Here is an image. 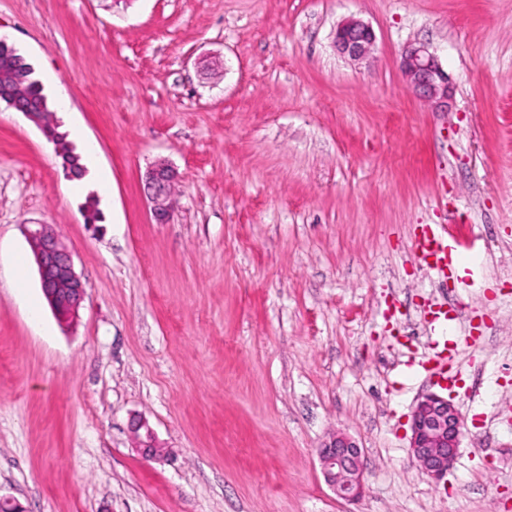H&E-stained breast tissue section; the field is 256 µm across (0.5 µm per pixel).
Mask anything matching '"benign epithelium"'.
Instances as JSON below:
<instances>
[{
  "label": "benign epithelium",
  "instance_id": "obj_1",
  "mask_svg": "<svg viewBox=\"0 0 512 512\" xmlns=\"http://www.w3.org/2000/svg\"><path fill=\"white\" fill-rule=\"evenodd\" d=\"M375 33L364 21L349 17L336 27L334 46L344 58L359 62L369 57L375 47ZM397 68L415 95L434 112L448 111L451 86L448 72L437 56L422 43L406 46L397 60ZM177 180L175 170L158 163L144 173L145 187L154 217L163 222L173 206ZM27 239L33 250L42 292L61 321L74 318L84 297V284L73 268L69 251L48 224H30ZM146 429L140 441L148 458L159 456L154 436L147 424L138 422L135 429ZM463 422L455 405L436 394L423 396L411 416L410 459L421 473L439 480L453 465L462 440ZM318 459L326 484L341 499L354 501L366 492L362 448L345 432L330 434L318 448Z\"/></svg>",
  "mask_w": 512,
  "mask_h": 512
}]
</instances>
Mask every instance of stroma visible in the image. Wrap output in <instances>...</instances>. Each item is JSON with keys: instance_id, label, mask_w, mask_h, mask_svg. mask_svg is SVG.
<instances>
[{"instance_id": "1", "label": "stroma", "mask_w": 512, "mask_h": 512, "mask_svg": "<svg viewBox=\"0 0 512 512\" xmlns=\"http://www.w3.org/2000/svg\"><path fill=\"white\" fill-rule=\"evenodd\" d=\"M348 17L376 34L369 61L334 48ZM0 34L93 158L75 189L0 102L1 497L23 512H512V0H0ZM413 41L448 71L449 111L403 81ZM160 160L179 174L164 224L142 182ZM29 224L55 226L84 283L70 324L43 296ZM425 224L479 259L439 278L415 253ZM445 340L451 388L432 372ZM430 392L463 420L439 482L409 461ZM140 420L165 457L136 448ZM336 430L363 450L354 502L321 474Z\"/></svg>"}]
</instances>
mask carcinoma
I'll return each mask as SVG.
<instances>
[{
    "mask_svg": "<svg viewBox=\"0 0 512 512\" xmlns=\"http://www.w3.org/2000/svg\"><path fill=\"white\" fill-rule=\"evenodd\" d=\"M22 98L34 110L43 113L42 132L54 144L64 170L80 178L86 167L75 153L67 135L59 131V123L49 109L41 84L34 80L33 69L17 50L5 41L0 42V102Z\"/></svg>",
    "mask_w": 512,
    "mask_h": 512,
    "instance_id": "1",
    "label": "carcinoma"
}]
</instances>
